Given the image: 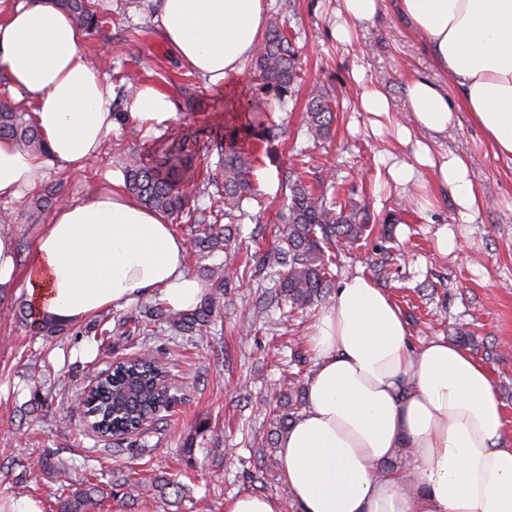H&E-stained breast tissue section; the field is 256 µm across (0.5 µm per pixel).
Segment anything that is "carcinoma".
<instances>
[{
  "instance_id": "1",
  "label": "carcinoma",
  "mask_w": 512,
  "mask_h": 512,
  "mask_svg": "<svg viewBox=\"0 0 512 512\" xmlns=\"http://www.w3.org/2000/svg\"><path fill=\"white\" fill-rule=\"evenodd\" d=\"M64 5L84 28L99 26L100 12L94 0H63ZM292 34L275 18L258 43L252 66L258 73L253 99L260 103L268 98L283 100L295 93L301 62L295 51ZM339 102L326 89H319L306 106L307 134L314 140L330 136L334 112ZM28 110L20 105L0 103V138L11 139L19 148L36 155L46 152L43 139L27 119ZM272 129L268 120L256 112L248 121L232 127L221 136L203 140L197 134L183 133L162 143L145 162L137 154L125 157V188L144 206L162 211L179 224L187 226L189 245L197 254L212 257L222 254L220 263L207 269L209 293L203 304L188 310H174L158 304L144 307V315L117 320L115 331L140 337L141 353L123 362L102 381L104 395L95 405V420L104 422L100 436H112V422L133 424L142 414L152 411L156 400L169 405L177 400L181 384L169 382V372L154 357L155 342L161 327L168 326L176 335L189 341L217 335L216 300L224 298L241 281L258 277L273 281L256 298L254 312L245 315L248 331L256 327L254 314L276 307L289 306V315L305 313L323 303L329 292L331 273L329 255L332 248H350L363 239L370 217L353 203H342L324 181L310 185L294 168L282 170L281 180L289 189L284 227L274 253L255 258L250 276H239L234 265L242 252L248 251L243 239L234 234L245 215L243 202L252 198L251 141H269ZM217 154L216 168L197 184L195 193L206 195L210 206H189L186 177L195 174L212 154ZM306 406L305 380L291 373L279 382L278 390L264 405L268 421L267 435L253 440L260 448H277L280 437ZM251 483L264 490L279 483L280 474L273 464H261L250 474ZM100 484L87 481L81 487L61 491L57 512H96L101 507Z\"/></svg>"
}]
</instances>
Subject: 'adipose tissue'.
Masks as SVG:
<instances>
[{
  "mask_svg": "<svg viewBox=\"0 0 512 512\" xmlns=\"http://www.w3.org/2000/svg\"><path fill=\"white\" fill-rule=\"evenodd\" d=\"M381 3L336 0L331 36L351 43ZM394 4L453 83L409 79L405 125L382 86L357 71L359 109L372 134L393 130L413 148L408 160L379 154L390 181L405 186L431 173L460 222L472 223L484 199L468 165L431 138L447 132L459 104L497 154L512 158V0ZM266 9V0H159L160 33L180 62L232 99ZM84 41L63 0H0V76L47 146L40 156L0 139V200L34 189L48 168L78 171L100 156L114 126L112 84L88 63ZM125 117L160 132L176 112L166 92L145 84L126 100ZM186 252L168 216L142 207L111 175L98 193L59 202L37 232L29 301L38 318L58 325L153 294L187 309L203 285L187 272ZM410 336L390 294L365 277L344 280L323 307L307 335L316 358L307 405L278 446L297 512H512V443L489 370L446 337L416 348ZM403 446L417 451L410 470L381 474Z\"/></svg>",
  "mask_w": 512,
  "mask_h": 512,
  "instance_id": "adipose-tissue-1",
  "label": "adipose tissue"
}]
</instances>
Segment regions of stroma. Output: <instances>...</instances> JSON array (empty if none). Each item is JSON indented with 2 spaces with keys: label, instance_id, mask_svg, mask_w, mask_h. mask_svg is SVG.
<instances>
[{
  "label": "stroma",
  "instance_id": "1",
  "mask_svg": "<svg viewBox=\"0 0 512 512\" xmlns=\"http://www.w3.org/2000/svg\"><path fill=\"white\" fill-rule=\"evenodd\" d=\"M103 7L99 28L85 37L86 53L107 75L132 72L142 83L165 90L177 112L172 131L212 137L249 117L257 82L253 69L241 75L233 111L212 110V102L224 100L223 87L207 85L170 53L158 32L156 0H104ZM333 7L334 0H269V15L279 16L297 36L303 69L293 97L261 105L277 136L266 143L256 168L279 170L296 154H304L318 179L334 181L342 196L368 208L372 231L358 247L337 252L334 283L362 275L386 290L406 317L413 344L451 337L459 330L471 333L476 342L467 351L490 370L505 410L504 434L512 441V160L495 156L468 112L458 109L447 134L436 143L468 159L485 205L470 224L457 222L446 189L436 190L432 208L411 205L418 187H396L378 174L376 155L386 144L371 135L367 117L358 109L352 72L364 70L380 83L397 119L406 124V82L416 75L435 77L432 61L418 37L389 11L363 25L353 44L337 43L329 34ZM183 84L193 85L195 101L182 97ZM317 86L340 99L331 138L320 143L308 139L302 123L305 103ZM163 140V135L147 131L132 137L127 123H116L104 152L87 170L50 173L44 186L0 202V212L13 218L7 229L20 257H27L55 202L85 196L89 186L104 184L107 172H121L127 152L138 151L147 159ZM51 186L56 189L53 201L36 207L38 196ZM288 195L282 185L272 194L259 189L246 203L239 232L248 238L250 252L272 251ZM443 227L459 243L447 254L436 243ZM256 288V282L242 283L220 303L224 332L215 340L191 343L161 333L160 357L182 376L184 399L160 412L147 430L111 440L85 425L73 401L109 362L134 356L138 337L116 333L102 344L87 335L84 322L67 326L62 335L45 336L25 319L24 283L1 292L0 462L43 454L50 467L30 488L18 483L16 472L0 473V499H36L44 512H54L58 486L80 485L91 471L166 484L164 491L134 501L119 495L106 498L103 512H224L226 501L253 492L244 462L253 454V436L268 429L260 409L295 353L307 351L306 335L315 321L311 315L295 318L273 309L268 329L243 331L240 315L249 309ZM32 363L47 374L46 384L38 389L26 377ZM216 435L223 440L220 458L211 451ZM188 445L194 448L189 457L183 454ZM62 459L69 461L70 470L57 471Z\"/></svg>",
  "mask_w": 512,
  "mask_h": 512
}]
</instances>
